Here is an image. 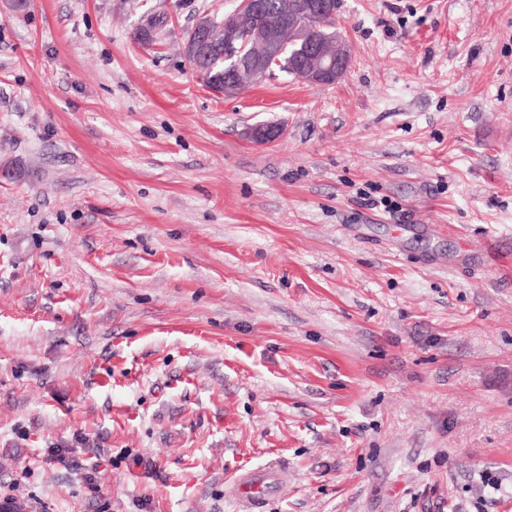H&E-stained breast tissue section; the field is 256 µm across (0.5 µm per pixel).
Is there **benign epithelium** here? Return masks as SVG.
Segmentation results:
<instances>
[{"label":"benign epithelium","instance_id":"7a95c632","mask_svg":"<svg viewBox=\"0 0 512 512\" xmlns=\"http://www.w3.org/2000/svg\"><path fill=\"white\" fill-rule=\"evenodd\" d=\"M332 0H279L270 5L266 0H244L223 20L225 56L231 61L228 83L244 86L269 73L262 57H243L237 49L240 34L259 26V37L269 55L280 54L282 37L290 30L306 28L309 18L331 11ZM349 50L345 46L331 54L325 46L306 38V50L299 77L313 84H329L341 78L348 69Z\"/></svg>","mask_w":512,"mask_h":512}]
</instances>
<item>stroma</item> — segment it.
<instances>
[{"label":"stroma","instance_id":"1","mask_svg":"<svg viewBox=\"0 0 512 512\" xmlns=\"http://www.w3.org/2000/svg\"><path fill=\"white\" fill-rule=\"evenodd\" d=\"M236 2L0 0V497L512 512V0H340L342 79L227 97ZM281 492L277 471L273 468L245 471L231 487V495L243 505L244 512H257L268 497Z\"/></svg>","mask_w":512,"mask_h":512}]
</instances>
